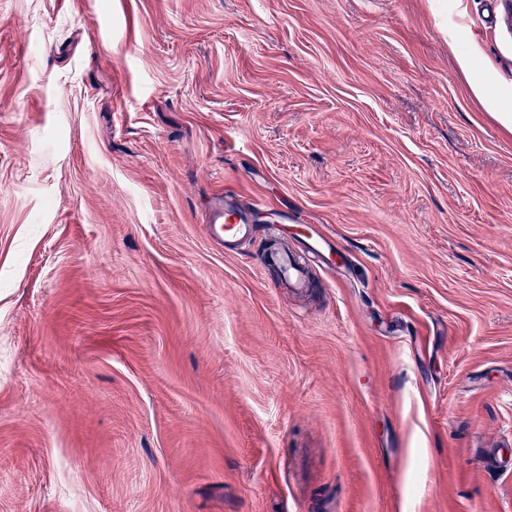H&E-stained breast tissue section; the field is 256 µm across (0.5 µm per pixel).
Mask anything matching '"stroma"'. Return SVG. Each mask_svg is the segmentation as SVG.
<instances>
[{
	"label": "stroma",
	"instance_id": "1",
	"mask_svg": "<svg viewBox=\"0 0 512 512\" xmlns=\"http://www.w3.org/2000/svg\"><path fill=\"white\" fill-rule=\"evenodd\" d=\"M498 110L512 0H0V512H512ZM208 234L214 242L224 247V253L231 254L240 242L252 236L253 225L248 221L246 210L227 198L212 205ZM334 239L328 235H321L319 241L315 242L308 247V253L311 256L309 261L318 264L325 269L335 272L336 262L334 261V255L337 257L335 252ZM265 266L274 264L280 274V281L287 283L293 288H304L310 278L309 268L300 260V264L288 251H280L275 255L266 254L264 256Z\"/></svg>",
	"mask_w": 512,
	"mask_h": 512
}]
</instances>
